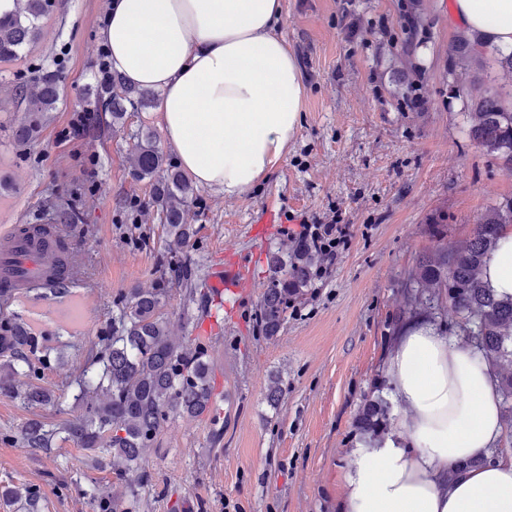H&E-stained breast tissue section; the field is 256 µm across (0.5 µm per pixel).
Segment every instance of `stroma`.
I'll return each mask as SVG.
<instances>
[{"mask_svg":"<svg viewBox=\"0 0 512 512\" xmlns=\"http://www.w3.org/2000/svg\"><path fill=\"white\" fill-rule=\"evenodd\" d=\"M108 0H54L18 58L0 61V231L56 224L82 277L71 288H34L0 298V320L41 336L39 383L54 404L29 409L0 395V486L32 485L42 512H93L94 485L140 512H340L343 477L359 445L355 418L401 323L400 283L436 242L471 239L490 207L512 197V174L468 136L469 116L448 74L459 24L442 0H284L281 33L298 59L306 94L301 128L283 161L251 191L227 197L202 188L187 208L189 246H168L157 211L132 200L128 154L139 128L161 132L154 108L129 112L121 130L73 129L94 101ZM58 71L60 99L28 141L17 129L29 102L15 93L38 70ZM469 97L495 88L512 96V74L492 53L469 67ZM59 199L60 209L46 201ZM279 221L249 236L263 206ZM347 224L352 237L326 274L288 307L273 339L262 336L260 300L272 253H291L294 224ZM249 264V292L218 307L205 280L229 253ZM163 288L172 334L200 339L212 366L216 418L173 416L129 482L87 452L24 447L21 430L83 417L67 383L112 327L113 302ZM283 390L267 397L272 379Z\"/></svg>","mask_w":512,"mask_h":512,"instance_id":"35a3bbf8","label":"stroma"}]
</instances>
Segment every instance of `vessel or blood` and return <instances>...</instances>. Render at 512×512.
<instances>
[{"instance_id": "1", "label": "vessel or blood", "mask_w": 512, "mask_h": 512, "mask_svg": "<svg viewBox=\"0 0 512 512\" xmlns=\"http://www.w3.org/2000/svg\"><path fill=\"white\" fill-rule=\"evenodd\" d=\"M59 235L54 226L15 224L0 233V295L15 298L32 288H53L61 277L55 243ZM208 282L215 298L247 291L243 264L230 258L227 264L212 268Z\"/></svg>"}]
</instances>
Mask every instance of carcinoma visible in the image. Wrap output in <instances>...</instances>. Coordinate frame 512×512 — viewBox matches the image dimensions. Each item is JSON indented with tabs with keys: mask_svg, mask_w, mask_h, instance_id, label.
<instances>
[{
	"mask_svg": "<svg viewBox=\"0 0 512 512\" xmlns=\"http://www.w3.org/2000/svg\"><path fill=\"white\" fill-rule=\"evenodd\" d=\"M53 7V0H24L21 9L0 16V61L12 60L31 42L38 21ZM488 45L476 33H459L448 48L450 68L481 58ZM60 77L45 71L33 78V87L22 83L17 95L29 99L28 125L19 131L22 138L34 132L43 113L53 110L59 98ZM154 93L147 88L126 84L123 77L105 68L97 82L95 103L84 110L74 130L77 136L94 133L107 122L124 126L130 109L151 105ZM469 136L487 153L503 160L512 173V110L504 107L500 95L487 90L471 102ZM129 175L134 184L151 187L149 201H135L144 210L156 209L166 226L172 249L187 246L193 236L183 215L196 196L191 179L163 153L152 131L136 134L129 156ZM512 224V198L486 211L474 224L472 237L463 248L438 246L419 262L403 285L405 305L402 314L411 317L423 308L445 304L458 317L459 335L480 355L499 367L512 364V296L496 295L482 278L501 230ZM317 254L295 249L287 258H269L271 276L260 301V328L264 336L276 337L286 318L289 298L303 295L313 276ZM166 298L162 288L135 291L118 299L112 318V335L103 336L92 351L88 364L68 382L77 390L75 400L85 408L83 418L60 427L38 419L30 420L21 440L27 448H57L71 442L84 451L107 454L112 473L128 480L140 467L162 424L172 415L191 418L212 413L213 382L207 351L171 335L161 308ZM40 337L17 322H0V356L9 367L22 365L29 376L37 375L30 356L41 350ZM503 411L512 415V372L499 375ZM0 393L22 404L37 408L54 401L55 395L43 386L30 384L14 388L0 379ZM390 404L380 396L365 400L357 418V429L372 444L383 437L390 417ZM4 500L20 512H41L39 491L31 486L6 487ZM94 512H138V496L130 490L126 498L96 487L90 494Z\"/></svg>",
	"mask_w": 512,
	"mask_h": 512,
	"instance_id": "1",
	"label": "carcinoma"
}]
</instances>
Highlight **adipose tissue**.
<instances>
[{
	"label": "adipose tissue",
	"instance_id": "obj_1",
	"mask_svg": "<svg viewBox=\"0 0 512 512\" xmlns=\"http://www.w3.org/2000/svg\"><path fill=\"white\" fill-rule=\"evenodd\" d=\"M455 19L512 48V0H453ZM282 0H110L100 37L127 83L159 91L165 143L198 185L242 195L282 161L301 127L305 87L280 33ZM483 278L512 295V228ZM383 374L402 427L360 445L341 512H512V454L496 367L422 319L408 323Z\"/></svg>",
	"mask_w": 512,
	"mask_h": 512
}]
</instances>
